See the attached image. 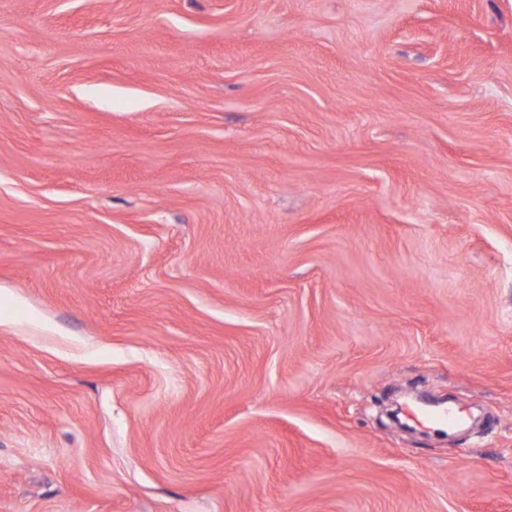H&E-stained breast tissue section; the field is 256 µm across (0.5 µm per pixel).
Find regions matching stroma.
<instances>
[{"label":"stroma","instance_id":"obj_1","mask_svg":"<svg viewBox=\"0 0 512 512\" xmlns=\"http://www.w3.org/2000/svg\"><path fill=\"white\" fill-rule=\"evenodd\" d=\"M0 512H512V0H0Z\"/></svg>","mask_w":512,"mask_h":512}]
</instances>
